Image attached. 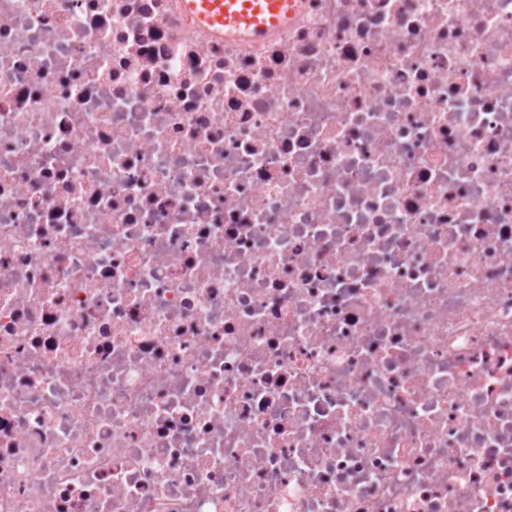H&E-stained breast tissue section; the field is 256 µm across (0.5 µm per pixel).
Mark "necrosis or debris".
Segmentation results:
<instances>
[{"instance_id": "1", "label": "necrosis or debris", "mask_w": 512, "mask_h": 512, "mask_svg": "<svg viewBox=\"0 0 512 512\" xmlns=\"http://www.w3.org/2000/svg\"><path fill=\"white\" fill-rule=\"evenodd\" d=\"M0 512H512V0H0ZM194 27L208 37L259 43L288 27L302 0H180Z\"/></svg>"}]
</instances>
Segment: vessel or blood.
Wrapping results in <instances>:
<instances>
[{"label":"vessel or blood","mask_w":512,"mask_h":512,"mask_svg":"<svg viewBox=\"0 0 512 512\" xmlns=\"http://www.w3.org/2000/svg\"><path fill=\"white\" fill-rule=\"evenodd\" d=\"M194 27L212 38L258 43L287 27L302 0H180Z\"/></svg>","instance_id":"vessel-or-blood-1"}]
</instances>
